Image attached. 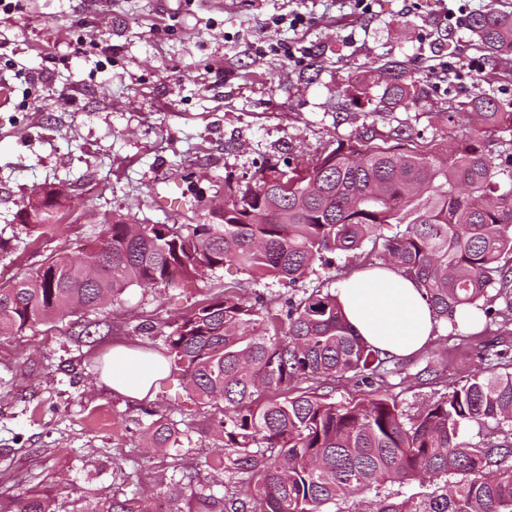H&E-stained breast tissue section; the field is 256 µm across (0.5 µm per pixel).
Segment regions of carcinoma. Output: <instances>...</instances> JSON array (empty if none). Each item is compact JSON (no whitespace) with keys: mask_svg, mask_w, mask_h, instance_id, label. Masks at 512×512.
Masks as SVG:
<instances>
[{"mask_svg":"<svg viewBox=\"0 0 512 512\" xmlns=\"http://www.w3.org/2000/svg\"><path fill=\"white\" fill-rule=\"evenodd\" d=\"M469 30L491 55L512 53V16H472ZM391 104L406 100L415 77L380 72ZM441 153L430 140L398 152L366 129L304 168L261 176L230 191L224 219L212 224H140L118 215L95 238L102 252L57 254L0 282V337L77 311L98 309L131 286L175 287L226 264L256 281L294 287L329 268L332 257L364 251L416 280L434 318H492L481 301L490 288L512 308V159L504 167L484 134L512 125V112L478 96L448 112ZM66 194L46 187L20 210L30 231L58 221ZM396 232L380 237L378 230ZM162 332L165 355L182 372L190 398L219 412L214 429L224 473L221 489L188 470L167 485L165 512H328L358 494L375 493L376 512H512V348L479 351L484 367L462 380L441 374L445 392L408 415L388 395L401 374L351 333L336 294L318 285L274 313L236 288L201 302ZM347 378L377 397L346 404L322 389ZM311 383L301 391L298 384ZM477 424L472 442L461 430ZM153 448H174L182 431L160 418L147 427ZM423 477L442 485L426 496L395 498L381 487ZM0 512H59L37 486L3 500ZM72 512H157L137 494Z\"/></svg>","mask_w":512,"mask_h":512,"instance_id":"carcinoma-1","label":"carcinoma"}]
</instances>
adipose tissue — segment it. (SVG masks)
<instances>
[{"label":"adipose tissue","instance_id":"obj_1","mask_svg":"<svg viewBox=\"0 0 512 512\" xmlns=\"http://www.w3.org/2000/svg\"><path fill=\"white\" fill-rule=\"evenodd\" d=\"M336 295L354 334L387 356H410L433 337L436 321L422 287L391 266L354 271L338 283ZM166 368L160 355L119 345L106 361L102 381L115 392L140 399Z\"/></svg>","mask_w":512,"mask_h":512}]
</instances>
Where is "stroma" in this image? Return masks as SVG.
I'll return each instance as SVG.
<instances>
[{"instance_id":"1","label":"stroma","mask_w":512,"mask_h":512,"mask_svg":"<svg viewBox=\"0 0 512 512\" xmlns=\"http://www.w3.org/2000/svg\"><path fill=\"white\" fill-rule=\"evenodd\" d=\"M511 12L512 0H19L0 15V282L60 252L77 254L113 215L145 224H206L210 200L263 174L303 168L363 128L413 141L448 139L444 119L489 94L512 112V55L478 48L448 10ZM306 22L292 29L294 13ZM399 65L416 87L383 108L377 67ZM62 186L63 218L29 235L19 210L34 191ZM234 283L241 295L285 305L293 290L237 266L177 288L133 286L97 312L79 311L0 337V497L52 487L61 512L115 495L166 489L172 458L200 484L222 482L209 414L178 374L133 399L101 381L124 344L162 352L159 328ZM482 324L459 345L438 322L431 343L404 358L391 393L416 414L442 390L439 370L479 368ZM190 441L148 451L146 409Z\"/></svg>"}]
</instances>
